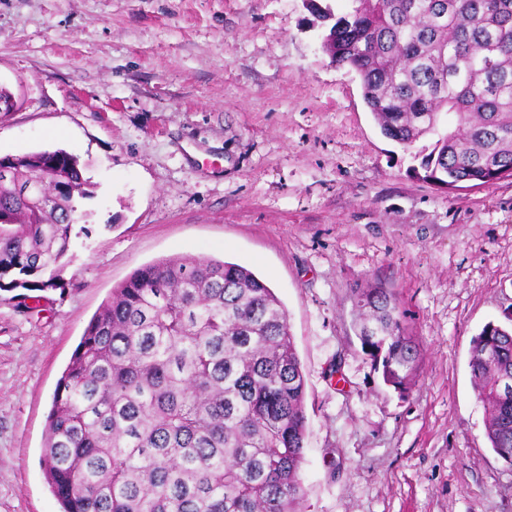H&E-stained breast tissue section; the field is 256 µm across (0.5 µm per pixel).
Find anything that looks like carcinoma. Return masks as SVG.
<instances>
[{
    "instance_id": "1",
    "label": "carcinoma",
    "mask_w": 512,
    "mask_h": 512,
    "mask_svg": "<svg viewBox=\"0 0 512 512\" xmlns=\"http://www.w3.org/2000/svg\"><path fill=\"white\" fill-rule=\"evenodd\" d=\"M308 0L323 48L358 74L381 133L434 139L440 188L512 177V0ZM63 148L0 158V288L56 287L91 196ZM356 336L403 392L418 350L378 286L355 291ZM471 340L485 434L512 462V313ZM306 379L287 313L250 269L211 257L145 265L93 316L55 388L41 468L60 512H302Z\"/></svg>"
}]
</instances>
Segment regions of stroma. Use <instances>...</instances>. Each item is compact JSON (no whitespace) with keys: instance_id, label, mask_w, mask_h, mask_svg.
Wrapping results in <instances>:
<instances>
[{"instance_id":"1","label":"stroma","mask_w":512,"mask_h":512,"mask_svg":"<svg viewBox=\"0 0 512 512\" xmlns=\"http://www.w3.org/2000/svg\"><path fill=\"white\" fill-rule=\"evenodd\" d=\"M325 32L305 0H0V156L66 148L93 191L57 287L0 290V512H59L56 384L113 288L177 255L248 267L287 311L305 512H512L468 368L512 308V178L418 179ZM374 285L418 347L405 393L356 337Z\"/></svg>"}]
</instances>
